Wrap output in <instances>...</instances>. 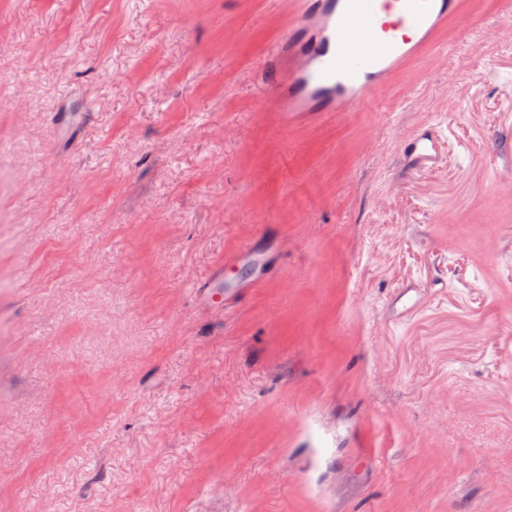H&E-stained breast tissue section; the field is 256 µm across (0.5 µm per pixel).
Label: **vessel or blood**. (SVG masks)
I'll list each match as a JSON object with an SVG mask.
<instances>
[{"instance_id": "b4317fda", "label": "vessel or blood", "mask_w": 512, "mask_h": 512, "mask_svg": "<svg viewBox=\"0 0 512 512\" xmlns=\"http://www.w3.org/2000/svg\"><path fill=\"white\" fill-rule=\"evenodd\" d=\"M295 20L263 64L264 105L289 125L350 112L431 44L458 0H297ZM437 138L404 139L414 163L431 160Z\"/></svg>"}]
</instances>
